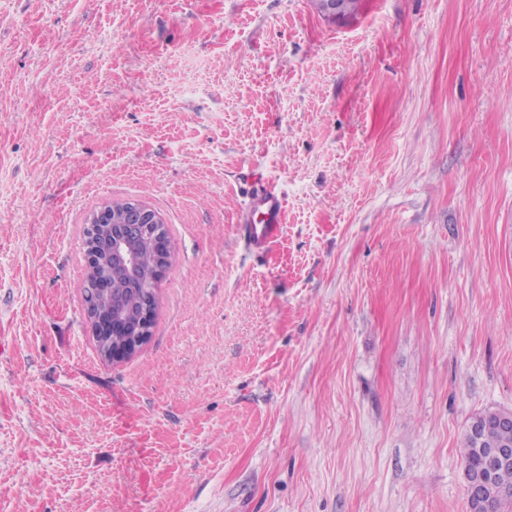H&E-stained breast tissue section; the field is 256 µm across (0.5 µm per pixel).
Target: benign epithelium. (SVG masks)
Wrapping results in <instances>:
<instances>
[{
    "label": "benign epithelium",
    "mask_w": 512,
    "mask_h": 512,
    "mask_svg": "<svg viewBox=\"0 0 512 512\" xmlns=\"http://www.w3.org/2000/svg\"><path fill=\"white\" fill-rule=\"evenodd\" d=\"M87 229L85 263L97 275L95 280L87 283L86 318L92 338L104 345V358L117 362L134 354L149 337L151 298L145 294L137 307L122 310L114 316L94 310L97 298L114 291L112 270L133 272L138 263L136 245L141 241H153L161 271L173 260L174 250L158 213L136 200L111 202L99 207L89 215ZM115 330L128 332V336L116 345L112 341ZM484 456L487 468L491 469L512 458V448L486 449Z\"/></svg>",
    "instance_id": "benign-epithelium-1"
}]
</instances>
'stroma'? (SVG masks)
<instances>
[{"mask_svg": "<svg viewBox=\"0 0 512 512\" xmlns=\"http://www.w3.org/2000/svg\"><path fill=\"white\" fill-rule=\"evenodd\" d=\"M359 3L0 0V512H467L512 409V0ZM124 199L174 258L114 364L85 227ZM284 198L275 187L259 184L249 196L248 210L259 219L243 224L242 236L251 247L266 250L281 235L284 220ZM491 410L488 409L475 415L473 421L479 420L481 422L479 438H476L471 431L472 423L468 425L469 427L466 428L463 434L462 460L464 470L469 475L483 476L484 458L481 448H491L484 450L489 470L498 463L512 457V448H504L512 445V425L505 427L499 421L503 415H508L509 411Z\"/></svg>", "mask_w": 512, "mask_h": 512, "instance_id": "1", "label": "stroma"}]
</instances>
